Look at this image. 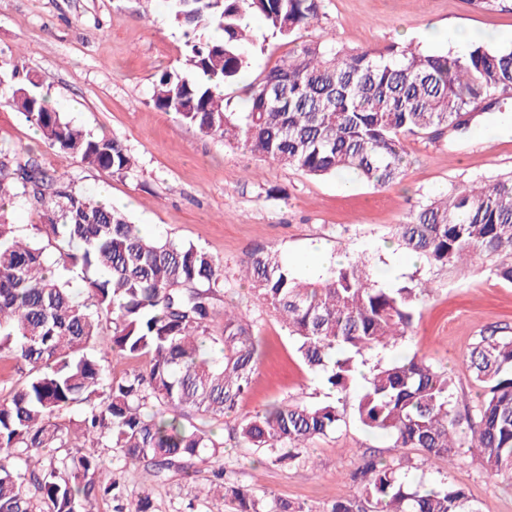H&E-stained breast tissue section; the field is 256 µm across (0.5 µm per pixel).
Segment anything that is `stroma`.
Masks as SVG:
<instances>
[{"instance_id": "obj_1", "label": "stroma", "mask_w": 512, "mask_h": 512, "mask_svg": "<svg viewBox=\"0 0 512 512\" xmlns=\"http://www.w3.org/2000/svg\"><path fill=\"white\" fill-rule=\"evenodd\" d=\"M249 78L283 59L290 46L258 17L248 20ZM464 29L496 48L512 47V11L482 10L470 0H324L318 22L297 33L299 41L333 40L346 48L381 49L397 42L424 51L448 50L426 39L430 26ZM0 52L20 53L21 63L44 81L57 109L96 136L117 138L136 160L127 173L82 165L42 140L13 107L0 106V149L30 152L49 171L67 173L94 194L106 187L122 209L150 235L194 243L224 265V300L253 320L259 359L251 388L234 412L215 421L224 460L241 485L257 497L276 496L327 512L356 495L350 473L367 449L390 456L389 437L366 429L355 414L360 385L350 387L336 430L316 439L303 462L260 463L254 449L236 446L230 433L246 417L291 401L316 406L336 394L300 360L282 322L258 302L239 267L257 246L278 251L293 268L321 241L344 258L372 263L404 256L392 232L429 197L453 186L512 172V126L493 134L410 139L408 163L394 183L343 186L264 161L236 142L220 141L162 112L151 103L154 76L165 69L190 75L182 29L164 0H0ZM427 281L414 328L402 343L435 366L451 371L459 410L474 408L481 388L463 362L475 340L494 327L512 328V284L497 278L491 261L474 259L466 271L405 266L394 285ZM214 461L195 464L193 478L175 475L150 488L153 512H211L204 495ZM413 482L444 479L464 487L481 512H512V483L496 479L470 456L440 470H414Z\"/></svg>"}]
</instances>
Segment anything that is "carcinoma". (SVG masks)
I'll list each match as a JSON object with an SVG mask.
<instances>
[{"label": "carcinoma", "instance_id": "carcinoma-1", "mask_svg": "<svg viewBox=\"0 0 512 512\" xmlns=\"http://www.w3.org/2000/svg\"><path fill=\"white\" fill-rule=\"evenodd\" d=\"M186 35L215 26L219 39L187 41L195 77L158 75L152 105L199 131L240 143L249 152L312 177L355 178L385 186L408 161L411 137L469 135L460 120L485 104L500 109L512 89V49L474 42L435 54L393 43L351 51L334 41L295 45L248 88L245 111L224 105V85L250 68L243 20L261 17L271 34L291 39L319 20L323 0H168ZM0 86L45 144L114 173L132 170L133 156L116 138L92 136L49 105L44 82L17 58L0 59ZM19 197L42 223L27 237L8 218ZM394 235L430 265L464 271L483 256L512 283V175L461 184L419 205ZM256 299L294 337L305 366L338 394L356 382L365 356L398 347L411 332L427 283L385 288L369 260L329 267L316 281L294 277L278 252L256 247L242 261ZM89 296L80 299L71 274ZM224 266L187 242L149 238L122 211L95 201L64 173L38 158L0 150V357L27 366L26 380L0 396V512H91L100 497L120 499L118 482L99 457L76 448L59 423L78 407L76 432L117 448L126 466L155 480L192 474L194 460L219 459L223 442L189 412L212 419L233 411L249 391L258 360L250 318L222 305ZM224 322V335H208ZM112 324L107 353L145 364L114 379L94 353L103 323ZM482 388L461 414L448 369L417 354H401L370 369L355 413L367 429L392 438L395 455L365 454L350 479L358 495L330 512H479L463 487L440 481L413 485L406 472L415 448L421 464H449L476 454L486 470L512 480V336L495 328L464 357ZM339 406L273 405L244 420L238 443L271 463L292 461L334 431ZM470 439H454L461 426ZM70 452L56 458L53 452ZM213 494L234 512H313L287 499H260L236 483L221 463ZM119 512H152L144 489Z\"/></svg>", "mask_w": 512, "mask_h": 512}]
</instances>
